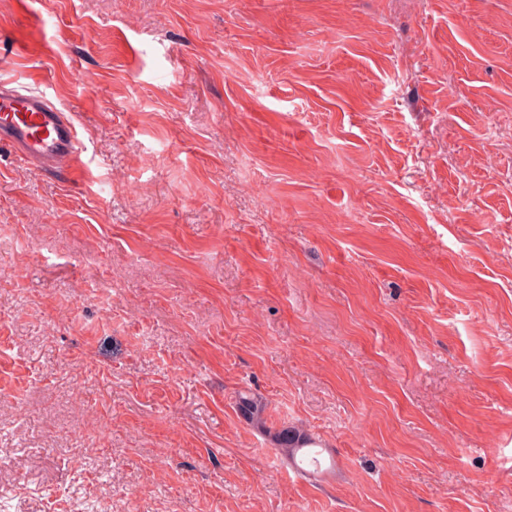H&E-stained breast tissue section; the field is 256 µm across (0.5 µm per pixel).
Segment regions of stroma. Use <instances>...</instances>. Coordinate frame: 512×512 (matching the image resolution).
I'll return each mask as SVG.
<instances>
[{"mask_svg": "<svg viewBox=\"0 0 512 512\" xmlns=\"http://www.w3.org/2000/svg\"><path fill=\"white\" fill-rule=\"evenodd\" d=\"M30 5L92 164L0 146V512H512V0ZM237 409L248 422L260 429H266L265 405L261 399L254 395L241 394ZM270 434L275 448L287 458L296 461L300 456V461L306 466L314 470L322 468L319 453L311 450L317 446V442L307 433L295 427L283 426Z\"/></svg>", "mask_w": 512, "mask_h": 512, "instance_id": "stroma-1", "label": "stroma"}]
</instances>
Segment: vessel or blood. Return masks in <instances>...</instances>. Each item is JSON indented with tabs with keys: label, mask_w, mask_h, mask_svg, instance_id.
Returning a JSON list of instances; mask_svg holds the SVG:
<instances>
[{
	"label": "vessel or blood",
	"mask_w": 512,
	"mask_h": 512,
	"mask_svg": "<svg viewBox=\"0 0 512 512\" xmlns=\"http://www.w3.org/2000/svg\"><path fill=\"white\" fill-rule=\"evenodd\" d=\"M28 79L25 86L0 84V144L41 172L84 175L89 162L75 121L43 90L40 72Z\"/></svg>",
	"instance_id": "vessel-or-blood-1"
}]
</instances>
